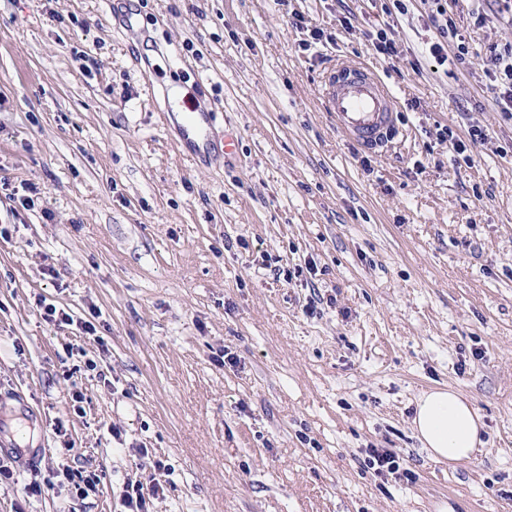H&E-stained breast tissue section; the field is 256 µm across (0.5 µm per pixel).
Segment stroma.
<instances>
[{
  "label": "stroma",
  "mask_w": 512,
  "mask_h": 512,
  "mask_svg": "<svg viewBox=\"0 0 512 512\" xmlns=\"http://www.w3.org/2000/svg\"><path fill=\"white\" fill-rule=\"evenodd\" d=\"M484 8L479 27L448 8L457 67L431 57L423 0H0V417L48 450L0 453V512H120L152 476L151 512H512V120L486 73L512 14ZM339 58L397 97V148L337 131ZM175 88L230 153L174 150ZM444 125L484 131L473 165ZM439 387L484 424L469 460L414 435ZM65 467L96 490L44 488ZM368 464L371 468L375 467L378 475H396L395 478L402 477L409 480L413 479V474L409 469H404L399 473L400 465L396 461L394 454L387 448H371L368 449ZM164 487L155 478H149V481L141 480L125 482L121 494V504L125 510L123 512H150L149 504L151 499L163 495Z\"/></svg>",
  "instance_id": "1"
}]
</instances>
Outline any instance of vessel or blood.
Instances as JSON below:
<instances>
[{
	"label": "vessel or blood",
	"mask_w": 512,
	"mask_h": 512,
	"mask_svg": "<svg viewBox=\"0 0 512 512\" xmlns=\"http://www.w3.org/2000/svg\"><path fill=\"white\" fill-rule=\"evenodd\" d=\"M325 97L336 124L358 146L375 150L399 136L397 101L375 70L362 63L339 62L324 76ZM180 145L189 153H206L215 138L213 114L202 105H177Z\"/></svg>",
	"instance_id": "vessel-or-blood-1"
}]
</instances>
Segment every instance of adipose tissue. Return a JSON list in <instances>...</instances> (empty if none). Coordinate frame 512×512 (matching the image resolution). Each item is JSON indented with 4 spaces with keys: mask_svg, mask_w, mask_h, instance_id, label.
<instances>
[{
    "mask_svg": "<svg viewBox=\"0 0 512 512\" xmlns=\"http://www.w3.org/2000/svg\"><path fill=\"white\" fill-rule=\"evenodd\" d=\"M413 425L422 447L438 462L468 460L482 443L479 415L451 389L424 394L417 403Z\"/></svg>",
    "mask_w": 512,
    "mask_h": 512,
    "instance_id": "adipose-tissue-1",
    "label": "adipose tissue"
}]
</instances>
